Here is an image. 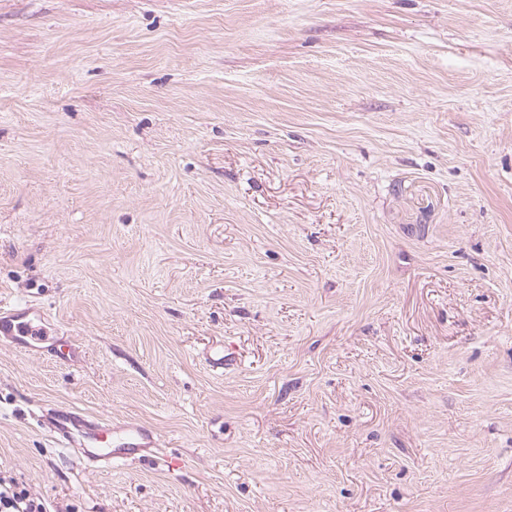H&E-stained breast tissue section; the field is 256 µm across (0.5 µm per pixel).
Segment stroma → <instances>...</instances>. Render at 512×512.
<instances>
[{"mask_svg": "<svg viewBox=\"0 0 512 512\" xmlns=\"http://www.w3.org/2000/svg\"><path fill=\"white\" fill-rule=\"evenodd\" d=\"M0 302L52 512H512V0H0ZM44 316L40 309L31 305L24 307L1 305L0 335L24 350L33 347L39 348V346L33 345L32 341L38 344L50 341L49 346H53L57 343V339L47 336L41 326ZM54 437L67 447L72 448L76 443V433L82 438L96 442L113 443L115 447L108 452H102L94 456H86L91 461H104L112 463V460L127 458L140 448H148L151 441L145 430L138 425L128 424L120 428V437L117 441L112 439V423L102 420L88 421L73 408H54L48 413Z\"/></svg>", "mask_w": 512, "mask_h": 512, "instance_id": "stroma-1", "label": "stroma"}]
</instances>
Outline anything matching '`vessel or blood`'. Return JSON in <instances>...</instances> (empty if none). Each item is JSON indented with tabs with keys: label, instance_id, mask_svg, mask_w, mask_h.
<instances>
[{
	"label": "vessel or blood",
	"instance_id": "vessel-or-blood-1",
	"mask_svg": "<svg viewBox=\"0 0 512 512\" xmlns=\"http://www.w3.org/2000/svg\"><path fill=\"white\" fill-rule=\"evenodd\" d=\"M44 314L40 309L27 305L0 306V337L8 339L18 348L27 350L34 343L47 342L48 336L42 327ZM54 437L66 446H74L76 438L82 437L96 442H114L115 447L100 453L104 462L127 458L130 454L147 447L148 436L138 425L129 424L120 432H113L111 423L89 421L71 408H54L48 414Z\"/></svg>",
	"mask_w": 512,
	"mask_h": 512
}]
</instances>
